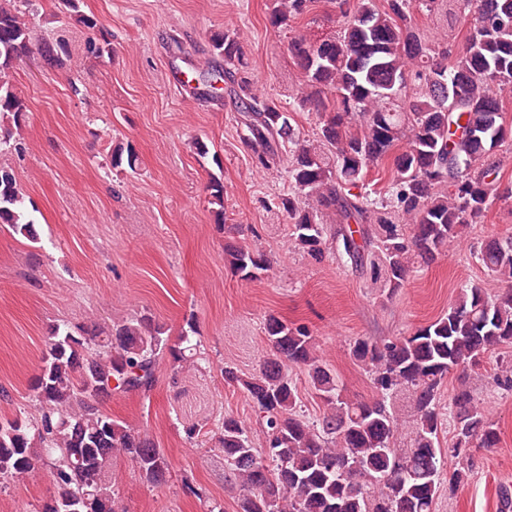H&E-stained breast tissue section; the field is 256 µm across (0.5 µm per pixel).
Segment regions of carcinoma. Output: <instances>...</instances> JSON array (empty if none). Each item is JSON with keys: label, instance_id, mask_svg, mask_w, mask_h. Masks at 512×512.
Segmentation results:
<instances>
[{"label": "carcinoma", "instance_id": "obj_1", "mask_svg": "<svg viewBox=\"0 0 512 512\" xmlns=\"http://www.w3.org/2000/svg\"><path fill=\"white\" fill-rule=\"evenodd\" d=\"M88 29L97 20L79 0H62ZM319 0H276L269 15L286 28ZM340 31L289 40L288 54L302 71L295 99L316 112L319 133L300 137L288 114L258 90L236 32L214 34L210 52L224 61L208 82L229 88L243 117L240 136L255 166L285 171L288 192L274 202L291 226L295 247L315 261L332 253L392 296L417 263L433 261L480 224L488 208L512 201L501 188L491 157L507 137L496 90L512 88V0H325ZM433 18L419 28L414 11ZM469 24L462 49L459 26ZM32 53L25 12L0 0V148L20 146L16 135L25 100L6 81ZM133 148L112 150V167L134 169ZM391 163L384 196L359 187L368 171ZM36 237L35 222L14 172L0 166V227ZM488 274L512 279V236L479 252ZM225 261L245 280H258L270 262L257 247L229 248ZM271 354L260 375L243 378L224 368V381L241 389L266 429L254 448L247 426L224 418L218 447L238 487L239 512H434L443 483L448 491L468 480L469 469H445L499 442L490 409L465 387L448 403L441 388L449 375L477 366L495 348L512 347V290L490 296L478 285L462 287L448 312L408 336L358 338L350 354L368 374L374 397L349 400L336 374L317 354L305 324L265 321ZM164 355L195 362L188 333L170 343L162 326L143 314L88 333L52 329L42 367L30 386L39 416L0 418V482L20 481L49 468L55 491L42 512H69L79 495L81 512H119L112 492V457L133 462L141 477L161 484L170 473L166 455L145 433L93 404L87 382L112 391H145ZM307 371L322 404L315 421L300 409L291 375ZM410 397L414 411L400 417L397 401ZM448 425L452 437L440 447ZM409 446L397 447L400 434Z\"/></svg>", "mask_w": 512, "mask_h": 512}]
</instances>
